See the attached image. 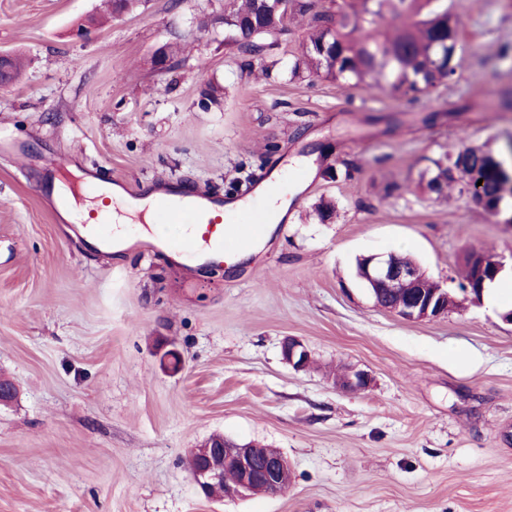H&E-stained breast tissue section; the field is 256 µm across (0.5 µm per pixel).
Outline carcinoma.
Segmentation results:
<instances>
[{"mask_svg": "<svg viewBox=\"0 0 512 512\" xmlns=\"http://www.w3.org/2000/svg\"><path fill=\"white\" fill-rule=\"evenodd\" d=\"M297 15L309 16L306 70L368 89L384 83L403 96L426 92L455 74L463 50L458 20L440 0H360L351 11L313 0H232L224 10V44L262 55ZM474 167L483 181L482 206L495 217L503 201L499 163L485 155L474 158Z\"/></svg>", "mask_w": 512, "mask_h": 512, "instance_id": "carcinoma-1", "label": "carcinoma"}]
</instances>
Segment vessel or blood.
Here are the masks:
<instances>
[{
  "instance_id": "vessel-or-blood-1",
  "label": "vessel or blood",
  "mask_w": 512,
  "mask_h": 512,
  "mask_svg": "<svg viewBox=\"0 0 512 512\" xmlns=\"http://www.w3.org/2000/svg\"><path fill=\"white\" fill-rule=\"evenodd\" d=\"M223 207L220 197L163 191L156 204L157 222L150 227L151 247L174 263L194 257L218 263L223 261L225 250L255 246L263 216L224 224L219 217ZM85 232L102 250L120 244L117 227L107 213H97Z\"/></svg>"
}]
</instances>
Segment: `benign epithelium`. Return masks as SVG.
Listing matches in <instances>:
<instances>
[{"label": "benign epithelium", "mask_w": 512, "mask_h": 512, "mask_svg": "<svg viewBox=\"0 0 512 512\" xmlns=\"http://www.w3.org/2000/svg\"><path fill=\"white\" fill-rule=\"evenodd\" d=\"M459 159L454 175L467 182L468 194L477 199L482 194L471 162ZM504 262L495 257L480 259V280L466 285L463 299L473 303L483 298L487 279H496L502 272ZM358 278L365 285L375 304L385 307L387 293L404 291V300L396 305L393 312L408 321L434 319L448 314V289L440 288L433 292L426 289L427 278L421 267L406 265L390 253L382 258L369 255L360 258ZM283 359L296 370L307 366L310 354L304 344L296 338L288 337L282 342ZM342 389L360 391L369 384V375L363 371H352L339 379ZM198 467L192 474L193 482L205 496L212 490L224 487V470L232 466L237 469L239 478L236 487L222 492L224 498H235L257 494L275 495L288 489L291 481V468L288 461L274 448H264L259 444H239L221 434L209 437L193 450Z\"/></svg>", "instance_id": "1"}]
</instances>
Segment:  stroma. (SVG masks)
I'll list each match as a JSON object with an SVG mask.
<instances>
[{
    "instance_id": "35a3bbf8",
    "label": "stroma",
    "mask_w": 512,
    "mask_h": 512,
    "mask_svg": "<svg viewBox=\"0 0 512 512\" xmlns=\"http://www.w3.org/2000/svg\"><path fill=\"white\" fill-rule=\"evenodd\" d=\"M448 3L466 51L408 99L292 75L301 22L260 56L225 46L224 0L119 18L106 0H0V51L24 62L0 91V378L18 388L0 406V512H512V288L407 321L355 275L357 257L403 253L455 294L471 247L512 276V226L420 182L459 146L512 137V5ZM296 166L309 178L281 177L279 224L217 271L136 232L99 251L50 191L71 168L230 200ZM288 337L308 368L283 360ZM350 370L366 389L339 387ZM216 433L281 452L288 489L200 494L189 455ZM281 351L283 359L297 370L304 369L310 359L307 348L296 338L288 337L284 339Z\"/></svg>"
}]
</instances>
